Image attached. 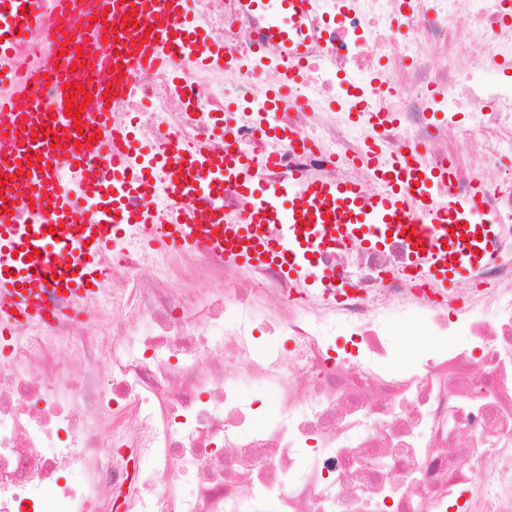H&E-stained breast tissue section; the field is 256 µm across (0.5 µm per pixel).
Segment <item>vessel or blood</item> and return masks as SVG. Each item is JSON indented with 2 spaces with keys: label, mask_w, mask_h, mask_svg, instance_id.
Segmentation results:
<instances>
[{
  "label": "vessel or blood",
  "mask_w": 512,
  "mask_h": 512,
  "mask_svg": "<svg viewBox=\"0 0 512 512\" xmlns=\"http://www.w3.org/2000/svg\"><path fill=\"white\" fill-rule=\"evenodd\" d=\"M106 16L104 28L75 30L72 45L94 63L95 82L84 85L93 110L82 130L65 113L69 86L76 78L70 61L46 63L42 71L52 85L50 110L19 108L30 87L19 76L0 42V174L23 176L24 197L12 185L0 190V344L11 334L16 319L38 324L51 315L42 305L45 295L73 301L91 298L95 286L112 272L105 259L112 250L141 240L180 251L205 249L241 267L278 264L290 280L305 285L319 282L323 272L315 258L326 247L323 227L335 225L339 238L356 236L376 244L389 235L410 233L418 246L417 266L439 288L467 277L480 262V249L490 227L477 223L475 200L445 201L435 192L438 176L417 172L400 159L374 164L379 189L364 199L353 183L322 181L299 172L288 182L265 183L260 172L271 164L252 157L194 149L190 161L152 152L135 143L126 129L112 123L108 105L123 97L135 77L148 66L177 57L181 45L176 28L195 36L190 0H87ZM246 9L265 11L268 37L288 57H299L302 44L294 31L312 9V0H241ZM41 137H32L34 129ZM98 156L112 166V188L78 190L73 176L85 159ZM228 184L249 197L246 216L222 224H187L174 220L161 235L160 204L178 198L222 214L219 186ZM148 199L132 211L129 200ZM11 212H4V205ZM76 253L74 265L58 267L57 254Z\"/></svg>",
  "instance_id": "b4317fda"
}]
</instances>
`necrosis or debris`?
<instances>
[{
	"mask_svg": "<svg viewBox=\"0 0 512 512\" xmlns=\"http://www.w3.org/2000/svg\"><path fill=\"white\" fill-rule=\"evenodd\" d=\"M192 2L205 39L115 107L139 140L265 149L269 182L302 169L368 192L376 145L446 172L440 193L480 195L487 223H512V84L488 77L512 58V0H317L302 78L275 110L267 15ZM66 24L43 0L13 54L59 53ZM374 111L391 122L372 126ZM412 250L400 237L325 251L334 279L305 288L274 264L130 244L112 259L108 330L90 321L63 356L72 319L19 323L0 356V512H512V232L448 291ZM144 266L156 274L139 286ZM203 274L215 289L200 300L189 284ZM406 317L435 341L408 361L392 337ZM340 332L352 356L335 354Z\"/></svg>",
	"mask_w": 512,
	"mask_h": 512,
	"instance_id": "4bbe7bcc",
	"label": "necrosis or debris"
}]
</instances>
